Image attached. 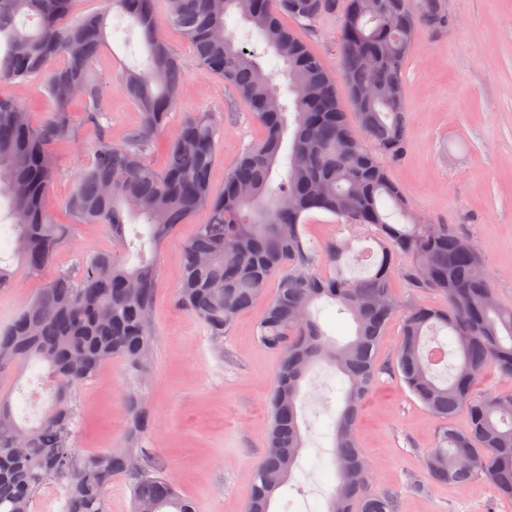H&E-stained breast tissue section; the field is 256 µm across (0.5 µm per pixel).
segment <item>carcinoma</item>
I'll use <instances>...</instances> for the list:
<instances>
[{"label": "carcinoma", "instance_id": "obj_1", "mask_svg": "<svg viewBox=\"0 0 512 512\" xmlns=\"http://www.w3.org/2000/svg\"><path fill=\"white\" fill-rule=\"evenodd\" d=\"M163 9L181 29L199 63L229 84L264 129L217 191L210 169L224 127L209 112L187 117L161 172L144 154L164 127L183 90L178 56L161 38L155 15ZM342 10L341 66L351 103L370 144L353 138L336 84L320 58L282 22L311 27ZM244 24L270 53L267 65L238 45L229 20ZM448 23L442 0H101L95 13L79 0H0V81H43L51 108L39 123L29 110L0 100V235L11 239L0 256V289L11 285L12 262L38 277L73 225L54 220L49 185L53 150L73 142L78 128L72 101L82 99L85 120L99 138L77 175L67 208L77 224H104L138 262L111 253L81 259L41 289L0 330V379L23 364L45 369L50 404L37 424L17 420L0 395V512H31L51 481L66 482L64 512H106L112 477L132 482L133 512H196L174 480L141 462L140 435L151 424L138 393L127 396L128 447L76 458L75 393L105 362L120 357L136 375L146 372L154 346L150 331L156 284L154 250L199 208L209 220L183 250L177 303L222 337L240 313L265 297L257 338L280 355L270 396L268 448L250 482L246 512H271L276 492L291 478L305 438L298 423L301 383L318 366L346 379L344 406L333 429L337 483L328 512H395L392 497L365 477L367 460L357 436L365 397L377 381L376 349L387 325L401 318L395 368L423 409L441 422L426 456L429 478L465 486L481 476L500 499L512 502V392L479 395L478 378L492 365L512 376V310L493 296L490 274L474 243L442 224H422L382 158L399 159L407 145L402 72L417 23ZM113 31L140 29L142 68L122 70L120 87L142 114L125 145L106 136L108 108L91 67ZM374 62L365 66V59ZM382 85L391 99L360 102L362 86ZM313 212L335 217L350 234L317 246L305 238ZM376 236L379 253L353 254L355 232ZM400 258L416 290L441 293L439 307L399 300L390 279ZM366 265L349 275L350 265ZM325 300L353 319L354 338L330 340L313 315ZM463 413L465 430L448 423Z\"/></svg>", "mask_w": 512, "mask_h": 512}]
</instances>
